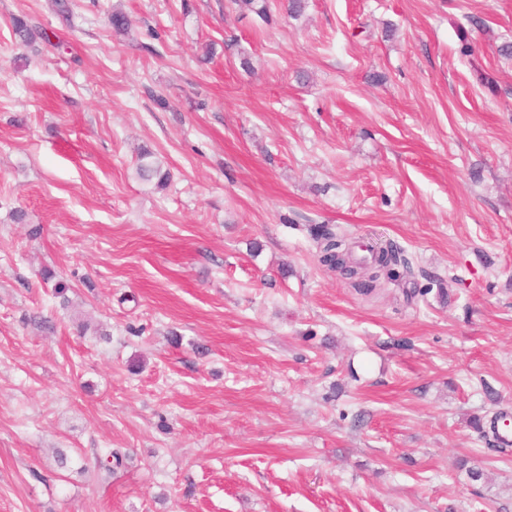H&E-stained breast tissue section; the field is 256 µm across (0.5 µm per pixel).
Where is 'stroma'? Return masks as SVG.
Here are the masks:
<instances>
[{
    "label": "stroma",
    "instance_id": "1",
    "mask_svg": "<svg viewBox=\"0 0 512 512\" xmlns=\"http://www.w3.org/2000/svg\"><path fill=\"white\" fill-rule=\"evenodd\" d=\"M67 3L0 0V512H512V0ZM151 157V152L147 150H143L140 153L136 165V174L140 179L146 181L156 178L157 186L163 188L167 184V173H162L160 166L156 162L149 160ZM310 233L319 249L322 265L338 270L347 279L357 277V267L351 265V262L348 263L350 249L342 236L325 224L315 225L310 229ZM377 262L379 266L383 268L388 267L391 264H402L407 270H410L408 259L403 255L402 250L392 243H390L387 247L382 248ZM379 266L373 264L370 269H366L365 276L367 279L365 281L355 283L354 285L358 288H363L366 294L371 293L372 290L376 288V284L381 276L385 275Z\"/></svg>",
    "mask_w": 512,
    "mask_h": 512
}]
</instances>
